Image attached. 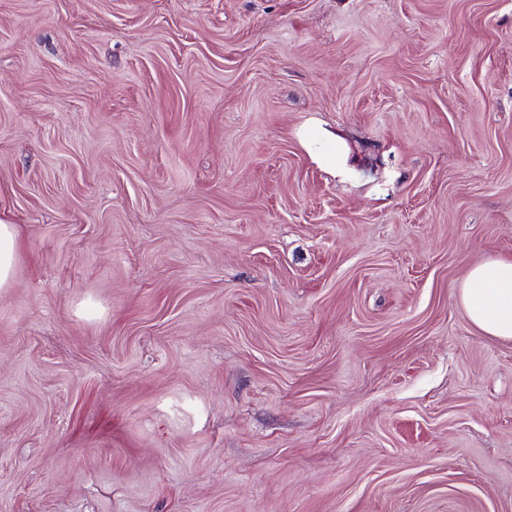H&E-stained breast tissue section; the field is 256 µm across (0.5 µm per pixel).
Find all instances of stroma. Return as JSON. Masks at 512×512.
Returning <instances> with one entry per match:
<instances>
[{
    "mask_svg": "<svg viewBox=\"0 0 512 512\" xmlns=\"http://www.w3.org/2000/svg\"><path fill=\"white\" fill-rule=\"evenodd\" d=\"M0 512H512V0H0ZM21 247L19 226L0 220V290L12 287ZM459 300L481 333L512 340V257H495L471 266Z\"/></svg>",
    "mask_w": 512,
    "mask_h": 512,
    "instance_id": "stroma-1",
    "label": "stroma"
}]
</instances>
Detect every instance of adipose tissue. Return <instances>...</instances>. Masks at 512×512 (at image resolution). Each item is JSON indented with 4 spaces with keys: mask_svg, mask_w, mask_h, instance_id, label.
<instances>
[{
    "mask_svg": "<svg viewBox=\"0 0 512 512\" xmlns=\"http://www.w3.org/2000/svg\"><path fill=\"white\" fill-rule=\"evenodd\" d=\"M459 300L481 333L512 340V257H495L471 266Z\"/></svg>",
    "mask_w": 512,
    "mask_h": 512,
    "instance_id": "obj_1",
    "label": "adipose tissue"
}]
</instances>
